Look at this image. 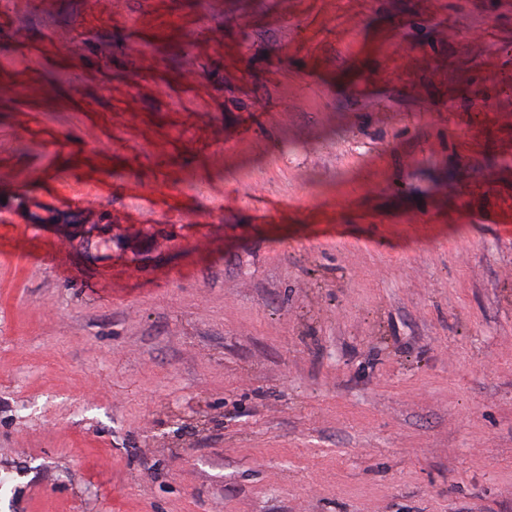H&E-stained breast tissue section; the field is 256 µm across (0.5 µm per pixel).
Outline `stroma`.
Here are the masks:
<instances>
[{"mask_svg":"<svg viewBox=\"0 0 512 512\" xmlns=\"http://www.w3.org/2000/svg\"><path fill=\"white\" fill-rule=\"evenodd\" d=\"M0 512H512V0H0Z\"/></svg>","mask_w":512,"mask_h":512,"instance_id":"obj_1","label":"stroma"}]
</instances>
